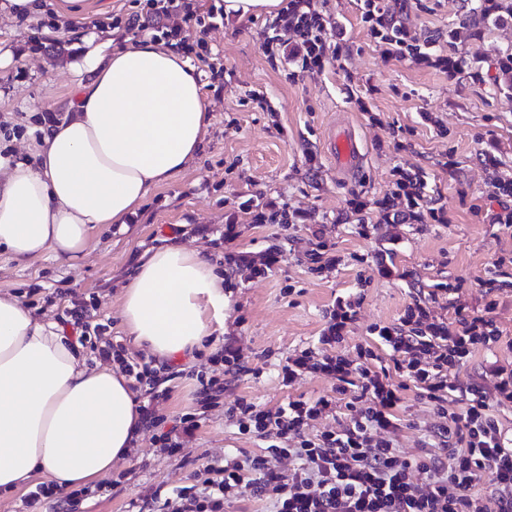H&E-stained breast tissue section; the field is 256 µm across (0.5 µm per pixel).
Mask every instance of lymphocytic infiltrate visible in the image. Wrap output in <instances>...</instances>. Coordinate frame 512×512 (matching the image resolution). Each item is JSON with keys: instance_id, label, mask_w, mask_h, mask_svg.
I'll return each mask as SVG.
<instances>
[{"instance_id": "obj_1", "label": "lymphocytic infiltrate", "mask_w": 512, "mask_h": 512, "mask_svg": "<svg viewBox=\"0 0 512 512\" xmlns=\"http://www.w3.org/2000/svg\"><path fill=\"white\" fill-rule=\"evenodd\" d=\"M177 15L195 19L189 0H146L141 11L128 16L126 27L178 42ZM361 21L384 55L444 65L474 80L482 77L465 59L445 61L435 39L411 36L402 15L384 0H362ZM327 23L314 0H288L264 32L266 47L291 65V77L324 69L338 60V44L347 34L337 29L336 44H328ZM481 162L495 174L489 196L502 205L486 216L510 228L512 178L499 176L496 147H487ZM347 211L362 237L377 224L446 221L444 207L427 194L425 182L401 166L393 169L390 189L376 205L355 195ZM508 263L512 253L498 256L481 280L483 306L457 304L452 316L436 314L438 299L458 290L452 283H437L427 296L414 297L396 322L369 325L365 341L350 353L340 347L358 319L364 293L337 296L316 345L289 353L278 371L286 386L309 374L329 377L330 393L292 398L276 408L237 398L224 416L240 435L264 441L263 453H225L223 464L198 469L191 484L132 501L134 512H224L244 485L261 503V512H512V430L498 418L512 410V366L489 362L482 384L460 378L477 351L512 349V338H505L497 320L499 298L512 288L502 271ZM66 315L80 341H92L101 358L117 362L134 382L147 385V400L138 407L141 423L156 429L164 450L182 449L195 438L206 418L196 409L180 413L170 429H162L158 405L169 390L160 368L126 358L122 346L104 338V325L93 323L86 307L74 305ZM409 391L431 405L436 418L413 453L399 446ZM340 405L348 416L340 429L312 430V421L335 414Z\"/></svg>"}]
</instances>
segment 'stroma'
I'll use <instances>...</instances> for the list:
<instances>
[{
  "instance_id": "stroma-1",
  "label": "stroma",
  "mask_w": 512,
  "mask_h": 512,
  "mask_svg": "<svg viewBox=\"0 0 512 512\" xmlns=\"http://www.w3.org/2000/svg\"><path fill=\"white\" fill-rule=\"evenodd\" d=\"M43 12L0 21V98L14 106L13 124L24 126L21 143L30 140L35 117L27 107L42 106L64 115L76 98L72 68L83 49L55 8L42 0ZM85 26L100 37L127 30L116 23L138 11V0H88ZM336 28H347L337 64L299 79L271 59L263 48V30L270 16L231 19L201 32L195 23L183 26L188 59L196 68L211 104V123L194 161L172 181L153 188L137 211L135 223L113 224L99 234L86 257L74 267L49 259L21 266L0 254V292L20 296L37 315L60 320L75 303L94 305L96 319L108 326L113 344H126L120 326L121 288L143 252L181 238L203 247L224 277V336L237 340L247 373L226 390L225 403L243 396L274 408L289 398L329 392L332 383L321 375L283 386L276 366L292 350L313 344L325 326L326 309L336 296L369 280L359 319L349 344L365 340L373 323H392L419 289L437 282H459L461 302L479 306L478 286L500 253L512 251V234L489 224L486 211L489 175L480 163L485 145H495L503 164L501 175H512V90L492 82H474L466 75L408 59L384 56L360 24L359 0H320ZM408 28L414 35H435L443 56L477 59L488 68L512 52V17L483 20L476 0H408ZM461 37L449 41V30ZM223 70L213 76L209 65ZM433 113L437 125L422 123ZM352 118L367 150L362 174L341 183L320 165L309 172L306 151H318L325 127L339 114ZM401 165L418 169L441 197L449 218L438 224H381L367 238L355 234L343 217L351 193L367 201L382 199L391 170ZM274 198L311 212L324 238L334 246L331 269L310 273L304 252L307 226L285 231L274 224H256L239 210L240 202ZM236 236L221 241L225 224ZM401 243L391 278L379 277L376 261L391 236ZM275 250L278 261L266 277L225 264L230 252ZM173 375L170 397L160 406L173 419L195 405L198 375L221 376L223 367L208 355L179 356L169 363ZM257 454L261 443L238 435L224 419L223 406L208 410L207 419L183 453L156 448L153 434L141 432L133 455L119 464L122 484L110 490L89 489L79 495L73 512H128L132 500L156 488L190 483L206 462L223 458L225 449Z\"/></svg>"
}]
</instances>
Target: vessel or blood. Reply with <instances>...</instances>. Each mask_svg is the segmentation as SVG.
Wrapping results in <instances>:
<instances>
[{"label": "vessel or blood", "mask_w": 512, "mask_h": 512, "mask_svg": "<svg viewBox=\"0 0 512 512\" xmlns=\"http://www.w3.org/2000/svg\"><path fill=\"white\" fill-rule=\"evenodd\" d=\"M323 155L338 181L355 180L364 167L366 152L355 124L348 116L332 120L322 141Z\"/></svg>", "instance_id": "obj_1"}]
</instances>
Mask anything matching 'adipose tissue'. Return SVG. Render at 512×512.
Here are the masks:
<instances>
[{"instance_id":"ef3b65f1","label":"adipose tissue","mask_w":512,"mask_h":512,"mask_svg":"<svg viewBox=\"0 0 512 512\" xmlns=\"http://www.w3.org/2000/svg\"><path fill=\"white\" fill-rule=\"evenodd\" d=\"M81 41L78 100L25 152L0 156V250L20 264L77 265L102 230L188 168L208 125L199 76L174 48L147 36ZM225 304L203 248L177 241L140 257L121 326L132 347L172 359L201 347ZM135 398L123 373L0 293V493L37 477L67 493L110 476L139 437Z\"/></svg>"}]
</instances>
